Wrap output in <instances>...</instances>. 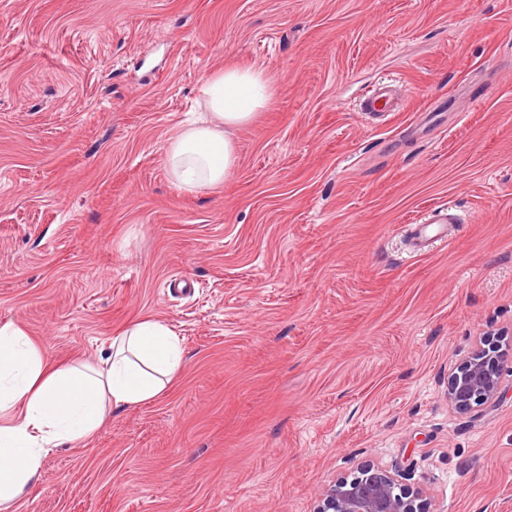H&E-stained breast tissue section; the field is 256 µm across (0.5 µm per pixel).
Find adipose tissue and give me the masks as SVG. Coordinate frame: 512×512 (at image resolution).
<instances>
[{
    "mask_svg": "<svg viewBox=\"0 0 512 512\" xmlns=\"http://www.w3.org/2000/svg\"><path fill=\"white\" fill-rule=\"evenodd\" d=\"M272 82L261 67L210 72L199 93L206 117L166 147L168 172L188 192L223 184L238 157L233 130L267 106ZM183 353L167 325L145 319L114 338L95 365L51 362L13 323L0 325V507L10 512L33 486L51 449L91 439L107 405L157 398L179 373Z\"/></svg>",
    "mask_w": 512,
    "mask_h": 512,
    "instance_id": "1",
    "label": "adipose tissue"
}]
</instances>
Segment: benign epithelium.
I'll return each instance as SVG.
<instances>
[{"label":"benign epithelium","mask_w":512,"mask_h":512,"mask_svg":"<svg viewBox=\"0 0 512 512\" xmlns=\"http://www.w3.org/2000/svg\"><path fill=\"white\" fill-rule=\"evenodd\" d=\"M505 353L497 346L479 347L448 376V403L459 414L493 401L500 389ZM313 512H431L424 490L400 475L367 464L353 477L342 476L323 491Z\"/></svg>","instance_id":"7a95c632"}]
</instances>
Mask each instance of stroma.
Masks as SVG:
<instances>
[{"instance_id": "stroma-1", "label": "stroma", "mask_w": 512, "mask_h": 512, "mask_svg": "<svg viewBox=\"0 0 512 512\" xmlns=\"http://www.w3.org/2000/svg\"><path fill=\"white\" fill-rule=\"evenodd\" d=\"M233 65L272 100L181 191L166 146ZM448 202L455 244L410 251ZM145 318L178 377L13 512H312L369 462L434 512H512V362L495 402L447 396L512 335V0H0V324L76 364ZM386 87L376 88L363 102L362 110L368 113L395 112L403 96L396 90Z\"/></svg>"}]
</instances>
